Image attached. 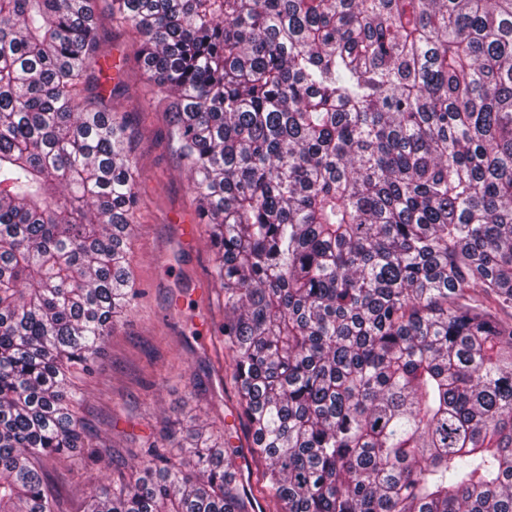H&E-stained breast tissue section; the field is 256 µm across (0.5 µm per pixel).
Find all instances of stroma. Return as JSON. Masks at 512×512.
Instances as JSON below:
<instances>
[{"label":"stroma","instance_id":"35a3bbf8","mask_svg":"<svg viewBox=\"0 0 512 512\" xmlns=\"http://www.w3.org/2000/svg\"><path fill=\"white\" fill-rule=\"evenodd\" d=\"M112 0H96L102 50L108 62L124 60L121 73L105 81L107 105L125 115L133 159L140 171L139 207L129 262L141 290L106 341L84 388L88 428L112 445L107 474L129 475L134 456L149 443H163L176 421L192 419L210 434L238 447L235 468L256 495L258 512L262 463L240 422V407L229 359L219 333L224 295L212 277L213 255L203 225L195 221V199L176 145L167 134L161 103H149L145 80L135 64L137 33L113 25ZM93 472L68 461L47 473L67 512L81 505Z\"/></svg>","mask_w":512,"mask_h":512}]
</instances>
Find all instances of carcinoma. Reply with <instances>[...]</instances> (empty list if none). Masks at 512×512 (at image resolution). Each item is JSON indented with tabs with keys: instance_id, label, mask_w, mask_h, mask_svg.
<instances>
[{
	"instance_id": "1",
	"label": "carcinoma",
	"mask_w": 512,
	"mask_h": 512,
	"mask_svg": "<svg viewBox=\"0 0 512 512\" xmlns=\"http://www.w3.org/2000/svg\"><path fill=\"white\" fill-rule=\"evenodd\" d=\"M224 291L272 512H512V0H112ZM94 0H0V512L59 457L114 323L139 172ZM85 512H255L189 426Z\"/></svg>"
}]
</instances>
